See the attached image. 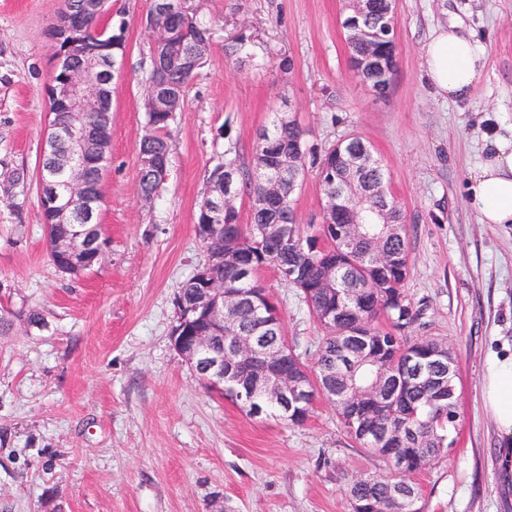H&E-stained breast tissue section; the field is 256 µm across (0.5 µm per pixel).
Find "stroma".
I'll return each mask as SVG.
<instances>
[{"label":"stroma","mask_w":512,"mask_h":512,"mask_svg":"<svg viewBox=\"0 0 512 512\" xmlns=\"http://www.w3.org/2000/svg\"><path fill=\"white\" fill-rule=\"evenodd\" d=\"M211 53L171 126L168 177L136 193L151 67L150 0H109L125 35L112 84L102 181L103 260L61 273L47 247L38 173L48 132L50 36L64 0H0V512H351V477L384 464L316 399L305 425L253 418L211 390L174 350L176 295L204 266L196 233L210 172L292 108L308 145L355 134L376 152L409 242L405 290L420 310L410 337L454 352L460 421L449 457L416 475L425 512H512V470L483 400L495 353L512 352V224H483L466 178L493 135L512 134V0H395L397 69L379 98L359 82L343 0H191ZM461 19L488 48L468 100L430 93L423 46ZM241 40L232 58L224 46ZM23 188L4 193L13 173ZM288 344L313 362L323 332L273 270ZM35 310L42 326L28 325Z\"/></svg>","instance_id":"35a3bbf8"}]
</instances>
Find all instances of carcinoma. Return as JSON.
<instances>
[{"label":"carcinoma","mask_w":512,"mask_h":512,"mask_svg":"<svg viewBox=\"0 0 512 512\" xmlns=\"http://www.w3.org/2000/svg\"><path fill=\"white\" fill-rule=\"evenodd\" d=\"M374 14L367 22L377 34L374 48L389 58L396 56L395 30L377 26V16L386 9L385 0H373ZM156 25L170 29L175 39L187 51L197 48L204 25L197 14L191 20L156 19ZM101 52L116 61L123 51L120 37L111 31L93 28L84 36ZM191 76L174 72L169 77L172 93L182 111ZM99 115L87 112L73 115L58 112L52 119L61 127L75 122L93 125ZM175 117L166 112L147 113V123L154 136L140 143L142 155L169 156L170 128ZM284 119L275 118L261 129L255 140L252 161L241 164L232 150H227L224 164L208 176L209 191L224 188L225 170L234 173L239 198L249 203V223L240 224V233L233 244L224 243L220 223L198 208L197 233L206 245L208 256L224 251V263L212 266L211 275L224 282L226 293L237 297L232 322L224 327V355L231 354L229 341L237 336H254L259 346L279 354L281 362L291 367L293 376L312 386V378L321 373L336 374V397L328 399L336 416L353 441L371 455L382 460L392 471L389 476L378 473L355 476L347 488L352 512H423L421 496L412 477L444 459L455 444L452 431L459 420L456 388L457 370H448V346L433 338L413 341L404 336L418 318L419 310L404 293L409 270L408 234L403 224L401 208L394 196L383 197L379 187L389 183L381 161L364 140L346 135L321 150L308 147L304 131L296 127L282 129ZM293 139L316 169L322 193V223L297 224L292 195L283 193L281 207L270 210L265 206V187L255 176L258 171L273 167L276 159ZM354 183L349 205L361 214L364 224L359 236L352 237L349 225L342 223L337 210L336 190ZM142 197L152 199L160 187L154 173L139 169ZM387 208V218L398 225L397 235L385 234V225L374 223L379 209ZM387 251L395 260L386 265L376 263V256ZM336 268V289L321 287L323 270ZM271 268L280 281L296 290L312 317L323 329L322 341L313 366L288 346L283 319L278 307L266 293L259 274ZM336 314V318L328 314ZM363 324L366 351L379 355L378 362H366L353 376H346L345 364L352 356V333ZM391 376L420 374L419 384L396 390L384 403L364 405L356 416L346 396L347 386L367 388L384 373ZM259 381L258 371L252 370L238 380L224 383V397L234 399L236 390ZM255 402L263 414H278L295 426L305 424L312 412L307 405L293 416L258 390ZM407 494L398 497V488Z\"/></svg>","instance_id":"carcinoma-1"}]
</instances>
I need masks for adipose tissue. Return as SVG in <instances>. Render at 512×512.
I'll use <instances>...</instances> for the list:
<instances>
[{
    "instance_id": "obj_1",
    "label": "adipose tissue",
    "mask_w": 512,
    "mask_h": 512,
    "mask_svg": "<svg viewBox=\"0 0 512 512\" xmlns=\"http://www.w3.org/2000/svg\"><path fill=\"white\" fill-rule=\"evenodd\" d=\"M487 47L463 22L438 26L424 46V73L436 96L461 101L483 80ZM467 204L484 224H512V145L497 136L469 173ZM484 399L503 444L512 454V354L492 360Z\"/></svg>"
}]
</instances>
